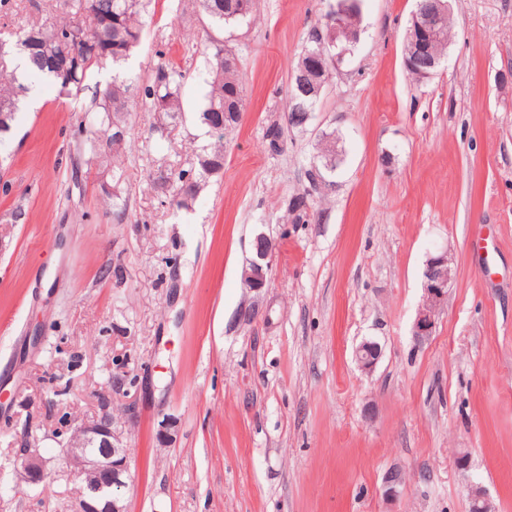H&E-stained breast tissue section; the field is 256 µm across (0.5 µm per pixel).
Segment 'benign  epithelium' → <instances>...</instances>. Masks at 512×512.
Listing matches in <instances>:
<instances>
[{"mask_svg": "<svg viewBox=\"0 0 512 512\" xmlns=\"http://www.w3.org/2000/svg\"><path fill=\"white\" fill-rule=\"evenodd\" d=\"M355 0H339L330 9L325 25L315 26L308 38L316 43L314 59L326 70L349 53V44L358 40V32L350 24V5ZM447 0H434L431 13H424L415 5L403 49L404 63L414 55H428L422 78L431 77L442 63V58L431 54V45L438 37L437 26L448 15ZM263 245L257 248L256 259L243 270L246 286L261 288L265 285L271 266L268 258L275 250V244L259 236ZM451 268L448 255L443 253L429 258L425 271L424 293L412 326V336L421 341L432 335L436 317L447 299V286ZM382 356V348L376 341L366 340L355 350V361L364 372H371ZM110 402H105L101 415L77 427L62 445L69 479L82 482L85 477L92 481L77 489L72 503V512H128L125 491L131 482V451L124 444L120 432L114 428ZM30 438L20 440L19 459L22 481L32 485L45 478V464L42 458L29 451ZM405 482V474L398 468L387 470L383 479V492L388 498L398 495Z\"/></svg>", "mask_w": 512, "mask_h": 512, "instance_id": "1", "label": "benign epithelium"}]
</instances>
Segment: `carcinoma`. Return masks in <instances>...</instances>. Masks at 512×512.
<instances>
[{
  "label": "carcinoma",
  "mask_w": 512,
  "mask_h": 512,
  "mask_svg": "<svg viewBox=\"0 0 512 512\" xmlns=\"http://www.w3.org/2000/svg\"><path fill=\"white\" fill-rule=\"evenodd\" d=\"M149 2L63 0V17L59 20L31 25L16 34L0 32V132L10 128V122L20 111V95L28 90L19 82V55L27 60L28 77L90 92L86 111L92 113L94 135L114 157L125 148V115L132 99L139 98L150 111L162 113L169 124L179 122L185 71L174 65L161 66L142 86L133 84L123 71L126 60L140 43ZM195 4L218 29L249 20L254 11V0H195ZM229 53L231 50L224 48V43L212 42L208 60L211 78L200 119L209 129L221 123L224 130L214 134V142L195 152L196 170L182 169L175 174L171 204L178 207L195 199L203 179L224 168V132L240 121L237 102L244 98V87L238 65L229 62ZM108 65L112 66V84L104 89L90 86L92 70ZM307 72L304 82L291 83L285 122L274 120L265 128L263 139L272 154L278 155L282 150L274 149L268 137L286 144L285 131L302 128L294 119L314 112L320 99L314 90L322 78L311 68ZM325 196V192L311 195L306 190L296 196L288 206L292 223H305L307 201Z\"/></svg>",
  "instance_id": "cac0c4a2"
}]
</instances>
